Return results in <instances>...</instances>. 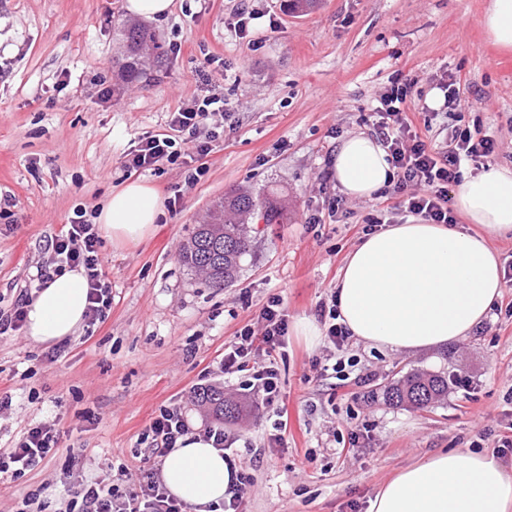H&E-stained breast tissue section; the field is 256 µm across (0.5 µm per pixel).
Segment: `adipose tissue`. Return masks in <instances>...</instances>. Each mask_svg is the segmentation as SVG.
<instances>
[{"label": "adipose tissue", "mask_w": 512, "mask_h": 512, "mask_svg": "<svg viewBox=\"0 0 512 512\" xmlns=\"http://www.w3.org/2000/svg\"><path fill=\"white\" fill-rule=\"evenodd\" d=\"M331 176L347 198L365 200L389 185L393 168L378 140L361 132L341 141ZM452 198L468 228L412 218L350 251L335 291L339 321L354 340L420 352L468 336L489 317L504 278L490 240L512 233V167L464 174ZM163 212L156 190L133 181L112 190L96 221L120 247L146 239ZM87 291L83 269L51 273L27 303V336L46 346L77 336ZM229 480L223 451L198 432L184 436L162 467L167 491L198 508L222 501ZM370 512H512V464L469 451L434 454L388 480Z\"/></svg>", "instance_id": "ef3b65f1"}]
</instances>
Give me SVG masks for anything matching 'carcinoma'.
Instances as JSON below:
<instances>
[{
	"label": "carcinoma",
	"instance_id": "carcinoma-1",
	"mask_svg": "<svg viewBox=\"0 0 512 512\" xmlns=\"http://www.w3.org/2000/svg\"><path fill=\"white\" fill-rule=\"evenodd\" d=\"M122 50L115 68L125 82L141 78V57L145 50L156 49L154 36L140 25H120ZM287 210L284 200L275 193L254 196L246 191H232L215 201L204 221L181 245L179 261L188 270L200 274L213 288L234 282L241 260L250 251L251 234L247 219L257 215L266 224H278ZM448 395V374L444 372L408 373L388 384L386 400L396 405L425 408ZM198 404L205 406L219 420H233L240 405L224 398L217 386L200 389L195 394Z\"/></svg>",
	"mask_w": 512,
	"mask_h": 512
}]
</instances>
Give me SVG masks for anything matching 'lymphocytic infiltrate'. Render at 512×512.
I'll return each mask as SVG.
<instances>
[{"mask_svg":"<svg viewBox=\"0 0 512 512\" xmlns=\"http://www.w3.org/2000/svg\"><path fill=\"white\" fill-rule=\"evenodd\" d=\"M409 87L391 88L380 95L373 112V127L378 140L387 150L396 180L395 191L406 192V213L431 224H452L456 218L449 205V189L462 176L464 163L481 164L493 156L496 141L481 129L452 127L444 146L430 148L426 135L408 117ZM224 115L223 97L212 95L171 113L164 132L141 138L125 153L128 171L159 169L175 162L181 155V139H188L193 153L206 156L207 142L198 138L201 128ZM51 263L57 268H84L89 287L88 321H100L112 305V285L107 280L104 258L100 252L98 230L83 209H76L64 230L48 240ZM262 332L244 326L235 334L233 344L225 347L223 366L226 372H243L247 387L272 406L279 398V378L274 366L251 363L253 349L272 354L283 348L288 334V319L280 298H271L261 313ZM189 426L180 411L164 408L149 425L151 445L165 454L176 448ZM53 424L43 422L28 428L10 449L6 461H0V473L6 465L25 470L37 465L56 445ZM79 504H68V512H190L187 504L171 496L153 473H145L138 488L122 492L106 485L83 488Z\"/></svg>","mask_w":512,"mask_h":512,"instance_id":"f902f5d3","label":"lymphocytic infiltrate"}]
</instances>
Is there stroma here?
<instances>
[{"mask_svg": "<svg viewBox=\"0 0 512 512\" xmlns=\"http://www.w3.org/2000/svg\"><path fill=\"white\" fill-rule=\"evenodd\" d=\"M123 0H0V309L34 290L44 244L74 209L95 212L131 178L150 184L166 207L152 236L124 247L102 242L112 306L104 321L63 344L58 361L25 331L0 335V456L29 425L53 423L54 450L19 477L0 476V512H22L34 492L59 512L82 485L127 489L143 466L160 469L143 436L160 409L180 410L202 429L223 427L228 456L252 475L242 512H369L378 488L411 463L448 448L512 460V285L469 336L432 353L390 352L347 340L308 345L295 325L316 319L365 234L366 220L398 223L403 194L342 199L329 163L345 137L372 133V110L393 85L411 87L415 124L444 74L460 77V127L494 135L491 164L512 166V50L490 41L489 0H320L305 15L287 0H175L148 22L164 63L146 56L138 81L117 84L115 20ZM258 12L236 37L241 5ZM209 95L224 99L205 158L130 176L123 153L164 130L171 112ZM207 171L187 179L199 165ZM288 196L279 224L253 219L252 250L237 280L212 288L177 253L206 209L231 189ZM319 214L323 223L310 224ZM280 296L290 330L274 362L288 412L273 443V412L225 374L224 347L243 326L260 327ZM351 358L363 382L319 379ZM413 371L457 374L447 399L426 409L392 405L384 386ZM223 388L244 410L219 422L194 395ZM358 442H351V434Z\"/></svg>", "mask_w": 512, "mask_h": 512, "instance_id": "obj_1", "label": "stroma"}]
</instances>
